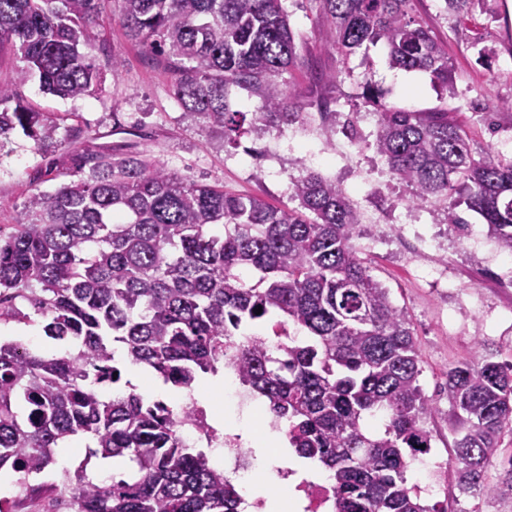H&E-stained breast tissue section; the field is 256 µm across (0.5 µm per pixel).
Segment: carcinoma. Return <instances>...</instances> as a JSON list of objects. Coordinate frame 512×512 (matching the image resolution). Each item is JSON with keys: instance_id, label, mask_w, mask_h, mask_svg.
<instances>
[{"instance_id": "cac0c4a2", "label": "carcinoma", "mask_w": 512, "mask_h": 512, "mask_svg": "<svg viewBox=\"0 0 512 512\" xmlns=\"http://www.w3.org/2000/svg\"><path fill=\"white\" fill-rule=\"evenodd\" d=\"M308 2L333 26L338 55L380 43L390 67L428 72L454 94L448 48L409 15L412 0ZM486 2L445 8L464 16ZM112 3L130 40L164 56L184 111L224 141L304 119L282 79L303 61L282 0H0V47L23 62L17 81L36 76L63 99L101 84L85 49ZM231 87L257 98L258 111L231 110ZM362 99L377 115L369 147L413 188L411 203L442 207L459 232L469 226L463 205L512 253V156L473 151L446 109L389 107L369 84ZM17 127L40 146L59 129L20 102L0 112V135ZM72 163L71 180L32 193L0 236V312L19 315L13 301L25 300L64 346L0 344V468L37 474L53 449L84 436L90 455L123 457L131 469L107 486L85 469L61 471L54 490L75 492L76 512H238L224 471L177 439L189 408L123 381L138 367L190 390L199 374H219L232 349L241 384L289 423L288 447L332 476L334 512H436L406 477L432 448L435 410L412 324L358 257L362 215L340 187L311 172L293 182L298 206L277 207L189 182L137 152L87 146ZM274 315L301 337L271 350L239 333ZM446 386L463 432L458 487L512 498L511 455L501 479L484 482L512 430V364L461 363Z\"/></svg>"}]
</instances>
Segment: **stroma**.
Listing matches in <instances>:
<instances>
[{"instance_id":"stroma-1","label":"stroma","mask_w":512,"mask_h":512,"mask_svg":"<svg viewBox=\"0 0 512 512\" xmlns=\"http://www.w3.org/2000/svg\"><path fill=\"white\" fill-rule=\"evenodd\" d=\"M290 26L303 46L304 63L286 77L300 101L307 103L309 122L264 127L225 143L189 116L174 96L160 58L147 55L125 34L117 20L104 18L94 30L90 50L103 73L99 89L78 99L44 94L38 78L15 85L20 60L10 48L0 49V84L15 87L17 96L37 111L57 119L56 142L37 147L21 131L0 137V229L16 223L29 196L51 191L64 182L77 141L85 132L100 146L123 147L174 170L184 178L224 187L235 194L259 197L275 206H292L294 180L312 170L336 183L362 213L364 224L356 245L371 275L389 289L413 324L419 346L420 384L437 411L428 420L432 457L454 456V417L444 388L449 367L483 358L512 363V253L502 249L486 225L472 212L464 217L476 236L454 230L441 208L412 206V190L394 180L384 159L370 144L377 116L362 107L365 84L378 87L385 103L427 112L448 108L465 125L474 147L498 152L512 141V112L502 111L486 123L484 107L512 100V0H494L488 13L461 18L444 9L443 0H413L411 14L448 48L454 96H447L429 73L410 71L397 81L383 46L357 50L341 59L333 47L330 24L308 0H284ZM494 53L480 58L482 47ZM120 69H113V62ZM331 82H324V75ZM328 101L331 117L319 114ZM356 117L357 139L342 128ZM0 342H21L31 349H55L41 320L0 319ZM200 375L195 386L204 404L218 408L226 424L249 431L255 451L265 456L260 416L239 413L224 402ZM89 460L93 471L125 472L117 460L87 459L85 439L74 437L55 449L54 461L32 477L36 498L47 496L67 463ZM409 483L423 485L426 504L441 512H512V499L460 491L454 470L428 475L418 465L407 472Z\"/></svg>"}]
</instances>
